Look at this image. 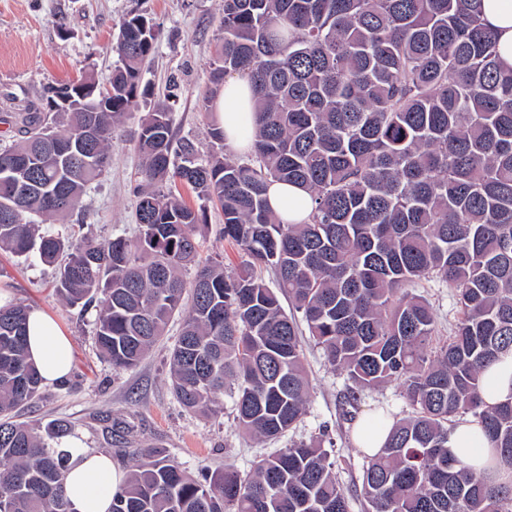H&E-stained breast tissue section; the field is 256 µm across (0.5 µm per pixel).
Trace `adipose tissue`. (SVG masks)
Listing matches in <instances>:
<instances>
[{"label": "adipose tissue", "mask_w": 512, "mask_h": 512, "mask_svg": "<svg viewBox=\"0 0 512 512\" xmlns=\"http://www.w3.org/2000/svg\"><path fill=\"white\" fill-rule=\"evenodd\" d=\"M481 19L497 36L501 67L512 70V0H481ZM252 105L249 79L228 78L216 102L215 120L223 128L227 143L242 151L249 150L251 143L243 139L239 120L241 115L250 114ZM268 200L271 208L290 224L307 219L311 211L309 193L298 185L271 184ZM27 340L31 358L44 382L53 384L66 379L71 369V342L58 324L41 311H31ZM448 446L459 459L490 480L512 479V472L497 465L491 443L476 422L459 423L449 434ZM124 478L122 468L110 455L75 451L66 484L76 512H109L112 496Z\"/></svg>", "instance_id": "adipose-tissue-1"}]
</instances>
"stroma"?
I'll return each instance as SVG.
<instances>
[{
  "mask_svg": "<svg viewBox=\"0 0 512 512\" xmlns=\"http://www.w3.org/2000/svg\"><path fill=\"white\" fill-rule=\"evenodd\" d=\"M223 9V0H0V114L37 100L46 86L86 76L107 89L117 61L112 45L124 18L140 13L157 28L155 50L142 74L148 93L116 126L108 167L69 219L75 235L136 238L134 188L141 175L133 144L144 113L166 107L177 137L192 139L199 159H208L214 151L207 130L223 92L211 82ZM179 192L190 205L205 206L207 211L206 223L194 230L200 259L220 255L227 269L235 270L243 256L224 240L220 208L202 204L187 187ZM55 281V268L39 259L0 253V295L50 315L73 349L69 376L44 386L41 399L22 418L33 424L69 420L83 448L110 455L123 470L132 468L141 449L162 448L193 473L227 467L244 472L256 458L287 447L289 441L318 436L324 448L332 449L339 478L351 491L364 462L353 440L357 415L381 409L400 419L412 412L401 385L392 381L363 392L356 415H347L349 381L309 342L305 363L312 391L305 415L287 437L257 440L236 429L230 396L220 397L221 410L215 415L189 411L175 398L169 356L180 319L170 321L165 335L136 368L116 371L95 347L93 312L66 306L55 292ZM415 292L435 312L437 338H448L457 319L451 290L429 279Z\"/></svg>",
  "mask_w": 512,
  "mask_h": 512,
  "instance_id": "stroma-1",
  "label": "stroma"
}]
</instances>
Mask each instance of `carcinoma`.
I'll list each match as a JSON object with an SVG mask.
<instances>
[{"label":"carcinoma","instance_id":"1","mask_svg":"<svg viewBox=\"0 0 512 512\" xmlns=\"http://www.w3.org/2000/svg\"><path fill=\"white\" fill-rule=\"evenodd\" d=\"M479 2L224 0L212 77L251 80L247 159L214 125L218 151L199 162L158 107L134 139L136 239L43 234L33 217L63 221L81 206L138 97L157 35L130 17L112 46L111 91L88 98L101 111L53 110L60 96L81 102L89 78L48 87L0 120L21 132L0 147V251L56 266L66 305H97L96 344L114 370L136 367L182 316L175 397L207 414L230 389L237 428L257 439L285 436L306 412L305 332L352 382L349 404L400 381L412 413L365 456L363 512H512V482L489 483L448 448L451 426L469 415L512 470V396L493 407L481 397L484 374L512 353V71L500 67ZM169 182L220 207L224 241L245 255L239 268L215 260L184 280L207 214L164 190ZM274 182L309 191V222L286 224L271 209ZM258 269L275 274L274 287ZM431 278L453 288L460 311L439 347L429 303L409 292ZM29 312L0 307V512H74L62 447L72 425L16 420L43 388L27 349ZM110 512H351V500L313 437L245 473L198 477L146 448Z\"/></svg>","mask_w":512,"mask_h":512}]
</instances>
